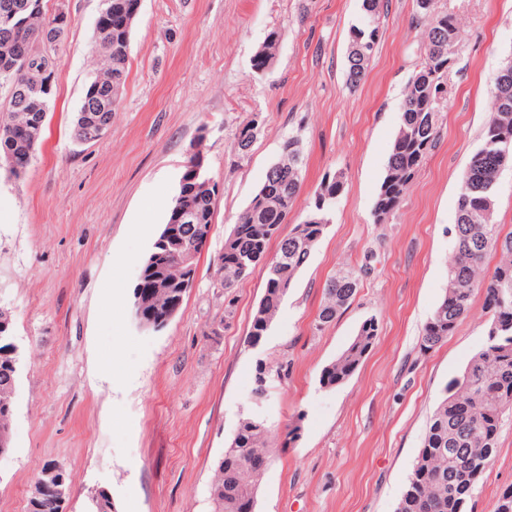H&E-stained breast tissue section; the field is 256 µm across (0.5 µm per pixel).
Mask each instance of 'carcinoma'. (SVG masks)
Returning a JSON list of instances; mask_svg holds the SVG:
<instances>
[{
	"label": "carcinoma",
	"instance_id": "carcinoma-1",
	"mask_svg": "<svg viewBox=\"0 0 512 512\" xmlns=\"http://www.w3.org/2000/svg\"><path fill=\"white\" fill-rule=\"evenodd\" d=\"M42 0H0V83L26 91L19 100L9 95L7 111L0 113V169L18 178L25 173L41 140L52 96L29 93L27 88L41 79L44 70L55 73L60 59L54 46L36 49L45 42V29L53 16L42 11ZM135 0H102L93 32L96 49L111 61L109 80L94 77L87 86L75 115L72 141L94 142L88 136L102 122L112 120L120 102H111L105 111L85 102L111 97L110 85L123 90L127 78L126 61L131 30L124 19L134 9ZM380 0H362L363 19L351 26L347 54V83L358 86L380 43L378 14ZM415 22L424 28L421 61L409 81L403 98L401 122L388 157L385 175L373 207L380 224L398 209L426 157L440 138L439 106L447 100L448 71L457 54L459 23L456 17L435 8V0H415ZM280 35L270 32L255 58V69L265 72L274 60ZM29 113L26 126L16 125L17 110ZM258 122L251 120L239 128L235 145L245 154L257 137ZM512 166V60L499 70L494 85L492 114L484 129L482 145L474 151L461 175L454 245L448 260L445 295L423 328L421 346L429 351L445 340L457 322L471 311L475 293L484 296V309L491 328L483 348L463 371L448 382L442 399L429 419L422 448L408 479L396 512H468L479 483L492 462L498 445L503 414L512 410V232L501 235L492 222L496 206V183L501 171ZM208 179L200 153H193L180 181L170 216L142 262L144 286L163 274L172 281L170 296L154 300L142 297L132 305L134 319L144 316L165 321L183 301L180 262L176 253L190 250L198 234L213 230L215 190L203 189ZM304 184L302 140L292 135L284 142L281 157L247 209L238 216L217 265L216 287L224 293V310L232 312V288L255 265L242 269L236 258L257 254L266 257L268 245L279 239L278 251L267 267L264 296L254 316L248 342L259 343L270 328L292 283L307 263L321 239L335 201L344 191L339 172L325 176L317 188L314 203L304 219L280 236L288 223ZM491 251L499 261L491 272L484 259ZM359 276L346 272L331 277L324 287V301L318 314L321 325L336 319L353 299ZM375 318L366 319L354 340L333 361L323 367L321 387L332 389L346 381L357 369L377 336ZM19 356H12L0 338V430L11 425ZM273 369L257 366L253 394L267 391ZM270 430L264 419L251 415L242 420L230 445L224 450V487L214 483L210 490L213 512H256L261 475L249 470L254 458L271 460ZM456 453H448V449ZM90 512H112V499L101 489L90 498Z\"/></svg>",
	"mask_w": 512,
	"mask_h": 512
}]
</instances>
